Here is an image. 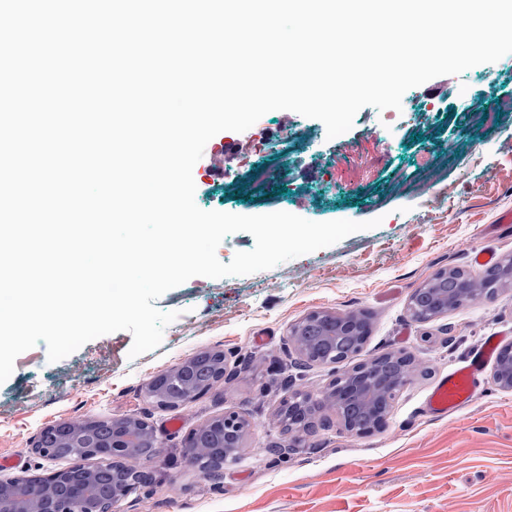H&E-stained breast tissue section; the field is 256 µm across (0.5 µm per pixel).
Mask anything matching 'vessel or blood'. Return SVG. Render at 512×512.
Segmentation results:
<instances>
[{"label":"vessel or blood","mask_w":512,"mask_h":512,"mask_svg":"<svg viewBox=\"0 0 512 512\" xmlns=\"http://www.w3.org/2000/svg\"><path fill=\"white\" fill-rule=\"evenodd\" d=\"M498 344V337H484L465 360L449 370L429 393L425 401L426 412L444 417L470 404L477 395L485 367L495 357Z\"/></svg>","instance_id":"vessel-or-blood-1"}]
</instances>
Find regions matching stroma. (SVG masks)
I'll return each instance as SVG.
<instances>
[{"label": "stroma", "mask_w": 512, "mask_h": 512, "mask_svg": "<svg viewBox=\"0 0 512 512\" xmlns=\"http://www.w3.org/2000/svg\"><path fill=\"white\" fill-rule=\"evenodd\" d=\"M400 109L371 106L342 135L292 111L264 114L248 130L222 132L193 168L195 202L238 215L289 212L308 220L378 225L245 276H197L156 302L177 312L157 349L130 358L133 338L118 331L52 362L45 344L20 354L0 383V479H28L74 466L35 453L45 427L88 418L132 416L162 443L121 512H512V390L484 371L482 392L437 418L423 403L482 341L512 342V288L428 322L412 320L410 296L439 269L471 276L472 255L512 257V54L458 76L410 88ZM501 111L478 129L472 113ZM234 143L224 170L211 153ZM361 163H354V156ZM315 311L365 315L363 349L338 364L301 366L289 348L293 326ZM224 352L226 374L209 392L166 408L148 384L199 352ZM409 353L420 364L391 402L383 426L349 436L337 418L294 439L279 410L295 391L328 386L376 354ZM251 424L224 477L207 479L185 458L190 433L224 413ZM179 420L169 430V420Z\"/></svg>", "instance_id": "35a3bbf8"}]
</instances>
